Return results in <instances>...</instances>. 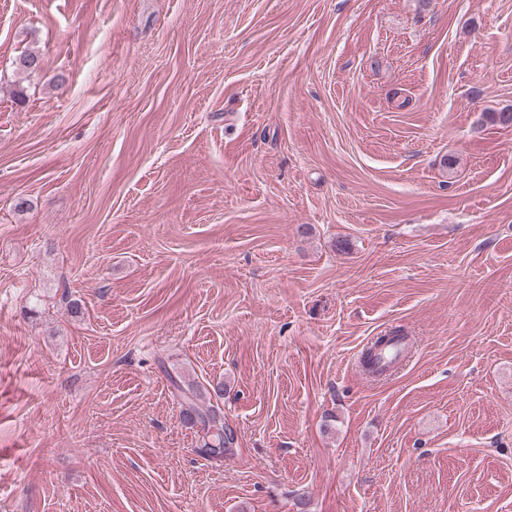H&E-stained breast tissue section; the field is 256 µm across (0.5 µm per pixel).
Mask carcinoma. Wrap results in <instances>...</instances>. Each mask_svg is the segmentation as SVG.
Wrapping results in <instances>:
<instances>
[{
    "mask_svg": "<svg viewBox=\"0 0 512 512\" xmlns=\"http://www.w3.org/2000/svg\"><path fill=\"white\" fill-rule=\"evenodd\" d=\"M176 395L180 398L181 412L191 424L198 427L201 443L197 452L209 459L221 456L224 449L233 445L234 432L224 425V415L218 406L201 407L195 402V393L185 390L178 381H172Z\"/></svg>",
    "mask_w": 512,
    "mask_h": 512,
    "instance_id": "cac0c4a2",
    "label": "carcinoma"
}]
</instances>
